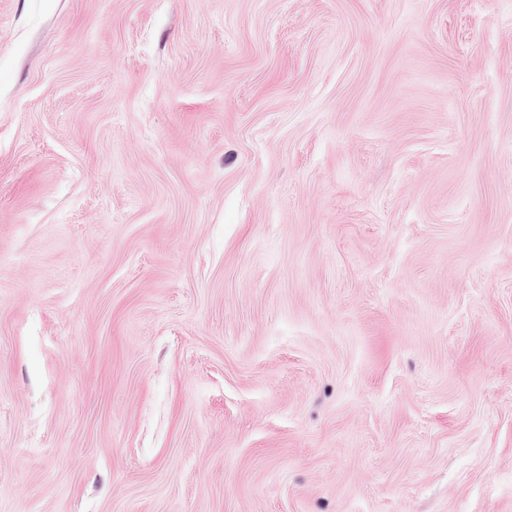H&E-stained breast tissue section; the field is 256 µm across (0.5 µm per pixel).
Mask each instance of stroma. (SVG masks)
<instances>
[{"instance_id": "1", "label": "stroma", "mask_w": 512, "mask_h": 512, "mask_svg": "<svg viewBox=\"0 0 512 512\" xmlns=\"http://www.w3.org/2000/svg\"><path fill=\"white\" fill-rule=\"evenodd\" d=\"M0 512H512V0H0Z\"/></svg>"}]
</instances>
